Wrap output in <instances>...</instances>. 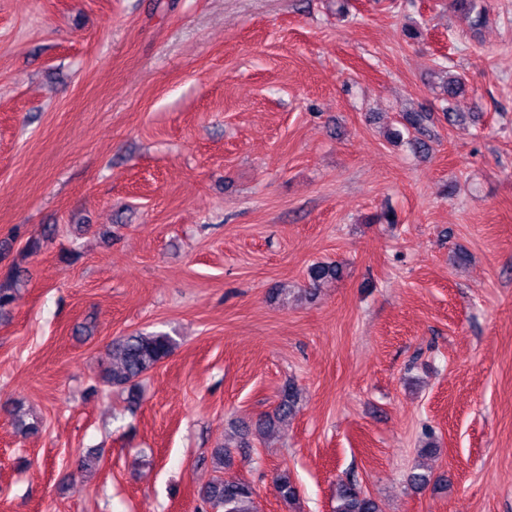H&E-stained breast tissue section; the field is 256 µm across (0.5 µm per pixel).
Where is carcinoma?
Here are the masks:
<instances>
[{"label": "carcinoma", "mask_w": 512, "mask_h": 512, "mask_svg": "<svg viewBox=\"0 0 512 512\" xmlns=\"http://www.w3.org/2000/svg\"><path fill=\"white\" fill-rule=\"evenodd\" d=\"M450 7L470 18L474 27L483 25L486 20L487 9L483 0H450ZM438 70L445 74L442 83V112L448 124H460L465 117L455 111L453 102L466 92V85L461 75L453 72L451 67L440 64ZM403 120L402 128L390 130L389 139L394 142L405 139L413 151L421 154L429 152L431 113L423 109L411 110L403 113ZM339 273L340 267L334 263L318 262L311 265L305 293L315 294L324 283L336 279ZM18 282L19 274L16 272L0 282V312L13 302ZM176 347V339L165 332H136L121 336L113 340L107 349V361L102 365L99 381L108 387L128 392L129 403L135 406L139 399L137 387L140 379L168 359ZM299 401L300 392L296 385L292 382L285 385L274 408L260 416L258 429L271 431L276 424L288 420L297 412ZM231 461L230 444L226 443L213 450L215 471L224 470ZM273 488L284 504L290 505L296 501L298 490L288 471L277 474ZM199 496L211 508L223 512H258L256 491L248 482H228L217 477L200 489ZM334 512H378V505L360 489L356 481L342 479L337 483Z\"/></svg>", "instance_id": "obj_1"}]
</instances>
